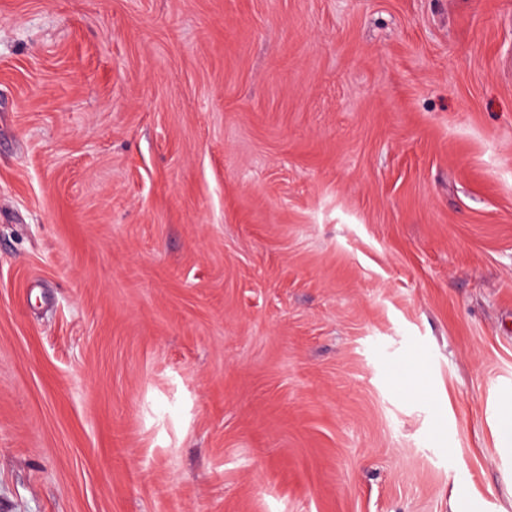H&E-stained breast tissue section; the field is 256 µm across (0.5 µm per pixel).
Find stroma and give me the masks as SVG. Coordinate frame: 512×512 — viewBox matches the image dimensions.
I'll return each instance as SVG.
<instances>
[{
  "label": "stroma",
  "instance_id": "obj_1",
  "mask_svg": "<svg viewBox=\"0 0 512 512\" xmlns=\"http://www.w3.org/2000/svg\"><path fill=\"white\" fill-rule=\"evenodd\" d=\"M512 0H0V512H512Z\"/></svg>",
  "mask_w": 512,
  "mask_h": 512
}]
</instances>
